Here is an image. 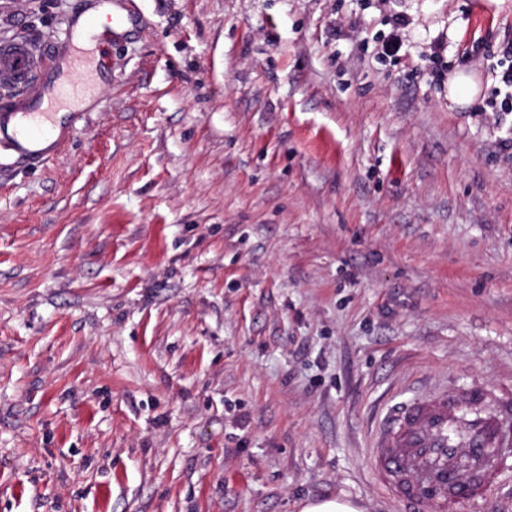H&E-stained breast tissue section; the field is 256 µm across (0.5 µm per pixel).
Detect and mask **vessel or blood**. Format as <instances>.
<instances>
[{
	"mask_svg": "<svg viewBox=\"0 0 512 512\" xmlns=\"http://www.w3.org/2000/svg\"><path fill=\"white\" fill-rule=\"evenodd\" d=\"M52 71L34 40L0 44V146L25 162L51 158L42 143L56 127L44 107ZM374 479L402 512H456L490 497L512 462V383L473 381L413 392L374 421L367 448Z\"/></svg>",
	"mask_w": 512,
	"mask_h": 512,
	"instance_id": "obj_1",
	"label": "vessel or blood"
}]
</instances>
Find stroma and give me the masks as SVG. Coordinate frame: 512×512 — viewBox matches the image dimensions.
<instances>
[{
  "label": "stroma",
  "mask_w": 512,
  "mask_h": 512,
  "mask_svg": "<svg viewBox=\"0 0 512 512\" xmlns=\"http://www.w3.org/2000/svg\"><path fill=\"white\" fill-rule=\"evenodd\" d=\"M100 1L0 0L107 63L0 147V512H397L372 416L512 374V0ZM481 88L473 74L454 71L448 74V102L456 106H469L477 101ZM299 512H362L360 508L350 501L336 497H324L304 501L300 505Z\"/></svg>",
  "instance_id": "stroma-1"
}]
</instances>
